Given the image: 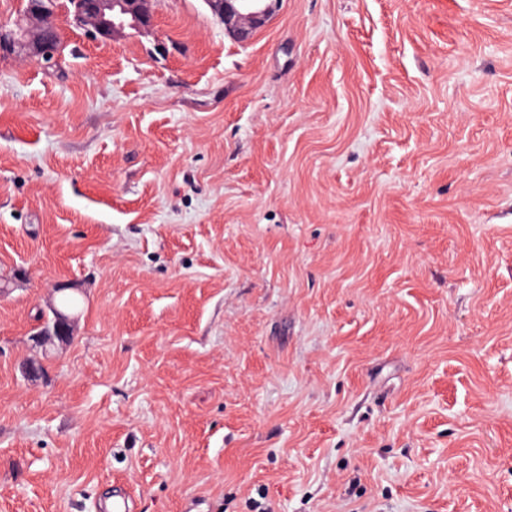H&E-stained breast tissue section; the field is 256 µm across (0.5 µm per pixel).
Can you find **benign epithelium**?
Segmentation results:
<instances>
[{"label":"benign epithelium","instance_id":"benign-epithelium-1","mask_svg":"<svg viewBox=\"0 0 512 512\" xmlns=\"http://www.w3.org/2000/svg\"><path fill=\"white\" fill-rule=\"evenodd\" d=\"M225 31L241 42H247L265 26L274 0H207ZM55 0H31L13 26L0 29V44L10 54L47 60L51 57L47 35L57 29L54 16ZM75 24L86 28L96 41H108L129 29L146 33L152 27L151 0H72ZM76 316L56 312L52 332L42 331L33 336L38 344L48 342L46 336L57 338L73 334Z\"/></svg>","mask_w":512,"mask_h":512}]
</instances>
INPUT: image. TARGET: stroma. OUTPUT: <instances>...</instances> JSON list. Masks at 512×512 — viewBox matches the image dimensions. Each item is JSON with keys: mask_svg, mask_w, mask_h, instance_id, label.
Masks as SVG:
<instances>
[{"mask_svg": "<svg viewBox=\"0 0 512 512\" xmlns=\"http://www.w3.org/2000/svg\"><path fill=\"white\" fill-rule=\"evenodd\" d=\"M152 13L0 56V512H512V0ZM278 0H207L225 31L235 39L246 42L265 26ZM77 316L64 314L56 310V322L54 325V329L52 332L42 331L36 333L33 336V339L37 344H45L54 339H46V336H55L59 339L61 343L66 342L62 337L63 336H72L73 334V324L76 320Z\"/></svg>", "mask_w": 512, "mask_h": 512, "instance_id": "1", "label": "stroma"}]
</instances>
